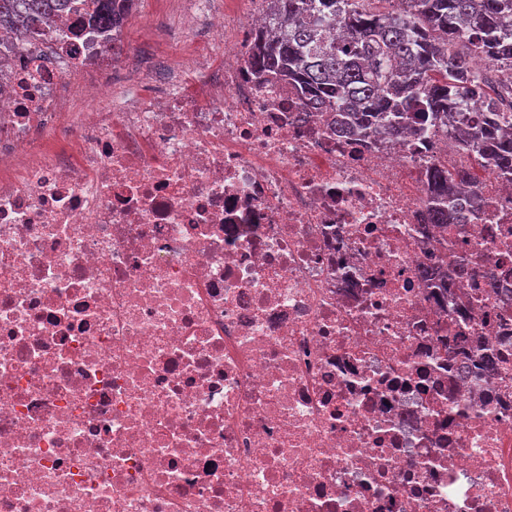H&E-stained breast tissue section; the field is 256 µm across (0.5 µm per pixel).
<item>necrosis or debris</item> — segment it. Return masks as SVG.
Returning a JSON list of instances; mask_svg holds the SVG:
<instances>
[{
	"mask_svg": "<svg viewBox=\"0 0 512 512\" xmlns=\"http://www.w3.org/2000/svg\"><path fill=\"white\" fill-rule=\"evenodd\" d=\"M191 2L164 84L0 33V512H512V182L429 224L449 136L338 137Z\"/></svg>",
	"mask_w": 512,
	"mask_h": 512,
	"instance_id": "1",
	"label": "necrosis or debris"
}]
</instances>
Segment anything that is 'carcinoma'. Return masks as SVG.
<instances>
[{
    "label": "carcinoma",
    "mask_w": 512,
    "mask_h": 512,
    "mask_svg": "<svg viewBox=\"0 0 512 512\" xmlns=\"http://www.w3.org/2000/svg\"><path fill=\"white\" fill-rule=\"evenodd\" d=\"M89 20L118 27L132 0H89ZM74 0H0V30L41 35ZM482 58L490 68L473 66ZM251 64L263 78L291 81L316 112L336 114V133L420 136L446 127L459 152L512 180V0H266V24ZM427 216L464 224L469 172L432 165Z\"/></svg>",
    "instance_id": "1"
}]
</instances>
